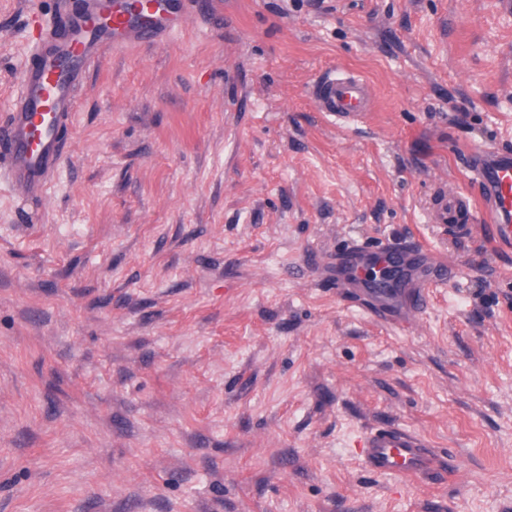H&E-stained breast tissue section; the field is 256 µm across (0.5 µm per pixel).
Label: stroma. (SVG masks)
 Returning <instances> with one entry per match:
<instances>
[{
  "label": "stroma",
  "instance_id": "obj_1",
  "mask_svg": "<svg viewBox=\"0 0 512 512\" xmlns=\"http://www.w3.org/2000/svg\"><path fill=\"white\" fill-rule=\"evenodd\" d=\"M56 10L0 0V115ZM61 136L44 197L0 181V512H512V248L433 221L512 144V0H204ZM385 238L451 268L404 329L319 272ZM387 424L447 477L365 471ZM312 99L319 112L350 121L365 115L372 104L371 91L361 78L336 69L320 73L313 81Z\"/></svg>",
  "mask_w": 512,
  "mask_h": 512
}]
</instances>
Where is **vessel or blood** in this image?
Masks as SVG:
<instances>
[{"label":"vessel or blood","mask_w":512,"mask_h":512,"mask_svg":"<svg viewBox=\"0 0 512 512\" xmlns=\"http://www.w3.org/2000/svg\"><path fill=\"white\" fill-rule=\"evenodd\" d=\"M100 8L101 0H83L80 11L68 17V35L45 29L30 50L32 62L19 77L10 111L0 118V173L16 192L38 193L49 184L65 151L59 131L76 110L77 90L84 87L105 52L117 44L156 41L185 21L169 2L156 9L149 25H133L116 13L111 27L102 30ZM311 95L319 111L344 121L365 115L372 104L363 79L333 69L314 79ZM468 165L480 190L481 211H474L469 197L444 192L436 202L435 223L458 230L476 212L482 223L493 226L499 243L512 246V149L473 148ZM385 261L393 262L398 272L396 287L379 288L366 277L370 268ZM325 270L337 288L367 297L376 316L390 314L402 299L422 297L445 279L444 263L416 242L350 244L337 250ZM360 459L373 474L408 480L433 474L445 465L444 455L423 437L396 425L369 432L362 441Z\"/></svg>","instance_id":"1"}]
</instances>
